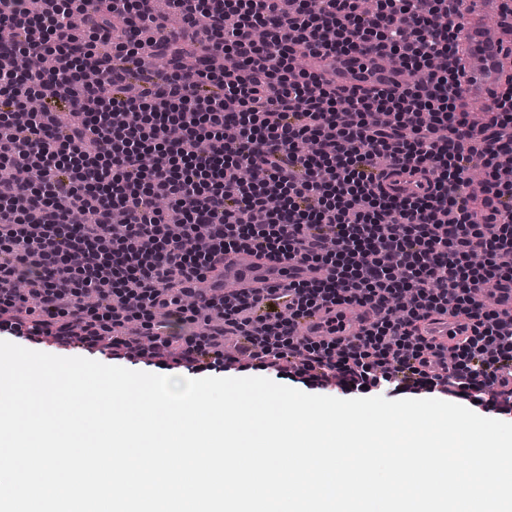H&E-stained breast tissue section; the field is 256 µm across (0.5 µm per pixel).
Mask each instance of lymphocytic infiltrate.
<instances>
[{
	"mask_svg": "<svg viewBox=\"0 0 512 512\" xmlns=\"http://www.w3.org/2000/svg\"><path fill=\"white\" fill-rule=\"evenodd\" d=\"M169 2L184 27L161 40L153 0H0L13 32L0 41V333L512 417L498 382L512 374V311L482 298L512 285V182L499 176L512 168V86L491 123L442 111L460 96L463 0ZM149 50L167 59L151 78ZM339 50H377L425 77L367 94L295 66ZM32 96L41 110L23 112ZM245 167L259 180L242 181ZM476 167L488 172L480 218ZM402 173L426 189L389 193ZM84 209L90 222L75 223ZM241 249L332 274L289 282L279 307L199 289L183 304L182 285ZM344 305L372 311L360 333L298 336L299 319ZM434 315L462 319L451 349L427 335Z\"/></svg>",
	"mask_w": 512,
	"mask_h": 512,
	"instance_id": "obj_1",
	"label": "lymphocytic infiltrate"
}]
</instances>
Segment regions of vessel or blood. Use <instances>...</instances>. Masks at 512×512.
<instances>
[{
	"label": "vessel or blood",
	"mask_w": 512,
	"mask_h": 512,
	"mask_svg": "<svg viewBox=\"0 0 512 512\" xmlns=\"http://www.w3.org/2000/svg\"><path fill=\"white\" fill-rule=\"evenodd\" d=\"M500 8V0H469L468 15L458 34L461 102L490 101L495 93L512 84V40L491 33L483 23L485 17L498 13ZM317 68L336 85L349 88L390 89L402 81L400 69L387 66L379 54L331 53L318 58ZM329 274L326 268L277 261L249 250L224 256V281L238 290L264 293L295 279L325 278ZM370 319L364 309L339 308L334 334L339 339L355 335ZM433 328L436 343L452 346L460 338L454 318L437 317Z\"/></svg>",
	"instance_id": "1"
}]
</instances>
